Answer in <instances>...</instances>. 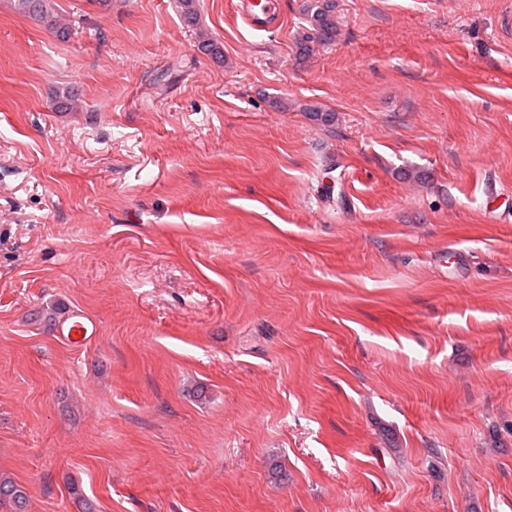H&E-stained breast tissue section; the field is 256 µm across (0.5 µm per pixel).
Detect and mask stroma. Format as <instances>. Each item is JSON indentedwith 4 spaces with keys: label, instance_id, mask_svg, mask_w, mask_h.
Returning <instances> with one entry per match:
<instances>
[{
    "label": "stroma",
    "instance_id": "stroma-1",
    "mask_svg": "<svg viewBox=\"0 0 512 512\" xmlns=\"http://www.w3.org/2000/svg\"><path fill=\"white\" fill-rule=\"evenodd\" d=\"M236 4L56 0L62 40L0 0V476L26 512H512V0H336L303 58L304 0ZM238 9L248 25L266 31L279 23L278 3L272 0H240ZM98 333V323L83 311L76 309H71L55 329V335L74 348L85 346Z\"/></svg>",
    "mask_w": 512,
    "mask_h": 512
}]
</instances>
